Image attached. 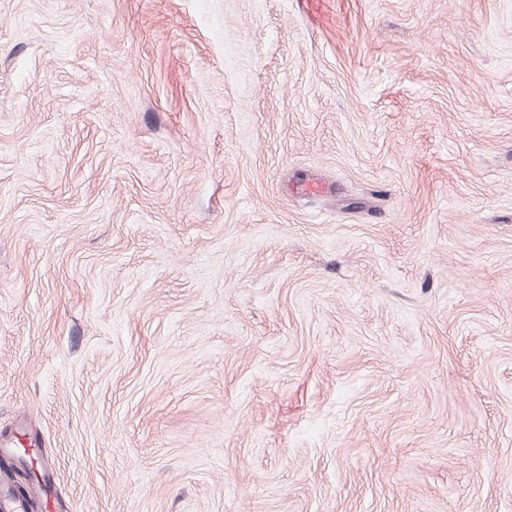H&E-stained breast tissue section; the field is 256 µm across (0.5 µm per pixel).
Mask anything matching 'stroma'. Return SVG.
Masks as SVG:
<instances>
[{
  "label": "stroma",
  "instance_id": "obj_1",
  "mask_svg": "<svg viewBox=\"0 0 512 512\" xmlns=\"http://www.w3.org/2000/svg\"><path fill=\"white\" fill-rule=\"evenodd\" d=\"M38 512H512V0H0V482Z\"/></svg>",
  "mask_w": 512,
  "mask_h": 512
}]
</instances>
